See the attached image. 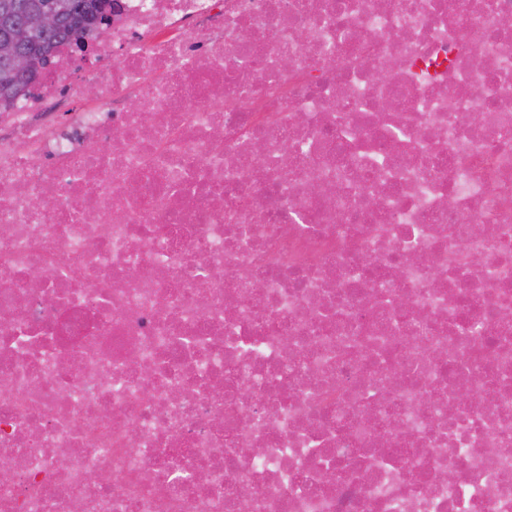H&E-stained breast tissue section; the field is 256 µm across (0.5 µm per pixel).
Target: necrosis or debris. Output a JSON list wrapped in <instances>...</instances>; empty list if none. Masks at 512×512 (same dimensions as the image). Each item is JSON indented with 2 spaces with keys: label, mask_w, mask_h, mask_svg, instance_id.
Here are the masks:
<instances>
[{
  "label": "necrosis or debris",
  "mask_w": 512,
  "mask_h": 512,
  "mask_svg": "<svg viewBox=\"0 0 512 512\" xmlns=\"http://www.w3.org/2000/svg\"><path fill=\"white\" fill-rule=\"evenodd\" d=\"M86 43L0 99V512H512V0Z\"/></svg>",
  "instance_id": "obj_1"
}]
</instances>
